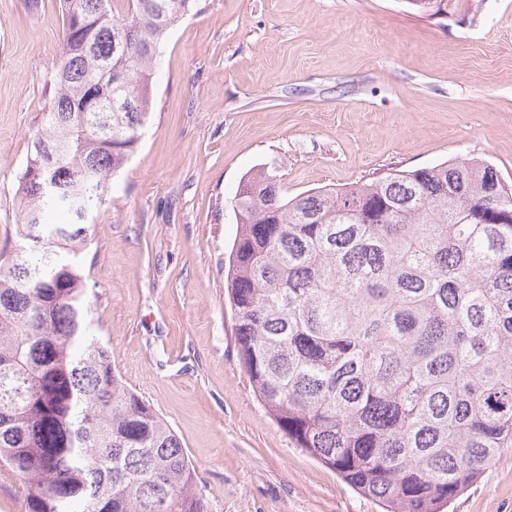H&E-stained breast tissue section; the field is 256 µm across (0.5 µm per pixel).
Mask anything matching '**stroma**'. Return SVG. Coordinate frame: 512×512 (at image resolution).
<instances>
[{
	"mask_svg": "<svg viewBox=\"0 0 512 512\" xmlns=\"http://www.w3.org/2000/svg\"><path fill=\"white\" fill-rule=\"evenodd\" d=\"M62 45L58 0H0V251ZM80 256L93 330L179 437L206 512H381L295 448L241 366L224 275L233 198L480 158L512 184V0H199ZM447 512H512V450Z\"/></svg>",
	"mask_w": 512,
	"mask_h": 512,
	"instance_id": "obj_1",
	"label": "stroma"
}]
</instances>
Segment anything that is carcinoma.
Listing matches in <instances>:
<instances>
[{"mask_svg": "<svg viewBox=\"0 0 512 512\" xmlns=\"http://www.w3.org/2000/svg\"><path fill=\"white\" fill-rule=\"evenodd\" d=\"M197 2L59 0L19 248L0 253V461L29 512H203L178 436L89 334L78 262V215L135 151L160 49ZM42 140L65 146L51 201L28 180ZM234 211L229 305L263 408L385 512H443L512 448V185L463 160L290 198L261 169Z\"/></svg>", "mask_w": 512, "mask_h": 512, "instance_id": "carcinoma-1", "label": "carcinoma"}]
</instances>
